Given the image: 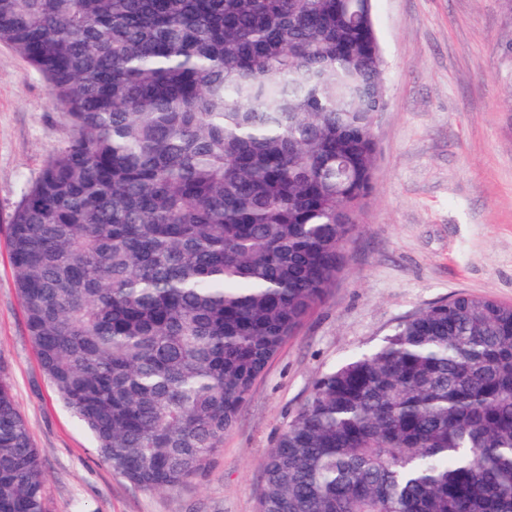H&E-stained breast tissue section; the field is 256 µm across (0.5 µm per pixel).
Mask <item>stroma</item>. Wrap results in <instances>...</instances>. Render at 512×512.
I'll return each instance as SVG.
<instances>
[{
    "mask_svg": "<svg viewBox=\"0 0 512 512\" xmlns=\"http://www.w3.org/2000/svg\"><path fill=\"white\" fill-rule=\"evenodd\" d=\"M373 14L388 106L343 271L207 467L165 492L103 462L26 330L7 217L71 127L44 80L0 45V371L40 452L48 512H258L263 461L318 376L454 294L512 304V0H373Z\"/></svg>",
    "mask_w": 512,
    "mask_h": 512,
    "instance_id": "1",
    "label": "stroma"
}]
</instances>
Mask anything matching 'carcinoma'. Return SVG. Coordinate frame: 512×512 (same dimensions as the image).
<instances>
[{"label": "carcinoma", "mask_w": 512, "mask_h": 512, "mask_svg": "<svg viewBox=\"0 0 512 512\" xmlns=\"http://www.w3.org/2000/svg\"><path fill=\"white\" fill-rule=\"evenodd\" d=\"M72 135L9 217L35 353L113 472L180 486L340 272L388 105L373 0H0ZM259 512H512V305L461 293L318 377ZM0 512H47L0 371Z\"/></svg>", "instance_id": "obj_1"}]
</instances>
